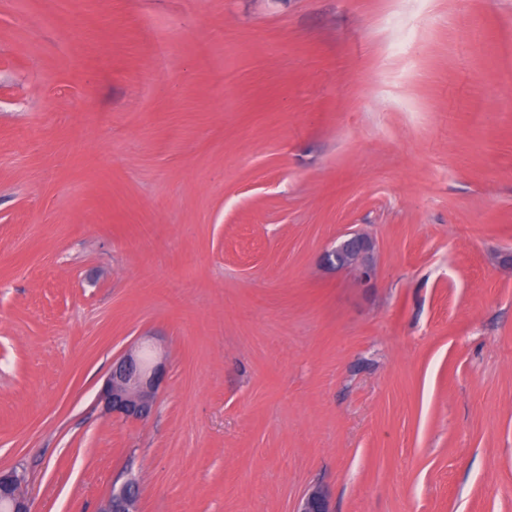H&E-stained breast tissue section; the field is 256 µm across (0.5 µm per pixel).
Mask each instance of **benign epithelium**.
Instances as JSON below:
<instances>
[{
  "instance_id": "benign-epithelium-1",
  "label": "benign epithelium",
  "mask_w": 512,
  "mask_h": 512,
  "mask_svg": "<svg viewBox=\"0 0 512 512\" xmlns=\"http://www.w3.org/2000/svg\"><path fill=\"white\" fill-rule=\"evenodd\" d=\"M323 262L329 269L352 272L357 283L367 285L374 276V244L363 232L348 233L324 254ZM162 378V364L143 353H126L113 362L99 399L110 415L141 419L149 414ZM0 512H32L22 479L13 470H0ZM100 512H138L136 480L127 479L105 500ZM295 512H332L327 492L319 485L309 488Z\"/></svg>"
}]
</instances>
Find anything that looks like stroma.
Instances as JSON below:
<instances>
[{
  "instance_id": "stroma-1",
  "label": "stroma",
  "mask_w": 512,
  "mask_h": 512,
  "mask_svg": "<svg viewBox=\"0 0 512 512\" xmlns=\"http://www.w3.org/2000/svg\"><path fill=\"white\" fill-rule=\"evenodd\" d=\"M395 10L0 0V468L34 512L129 477L140 512H512V0ZM350 231L372 287L322 263ZM143 342L152 410L109 416ZM162 378L163 365L152 355L126 353L113 362L99 399L110 415L141 419L149 414ZM294 512H333L327 492L319 485L309 488L297 503Z\"/></svg>"
}]
</instances>
